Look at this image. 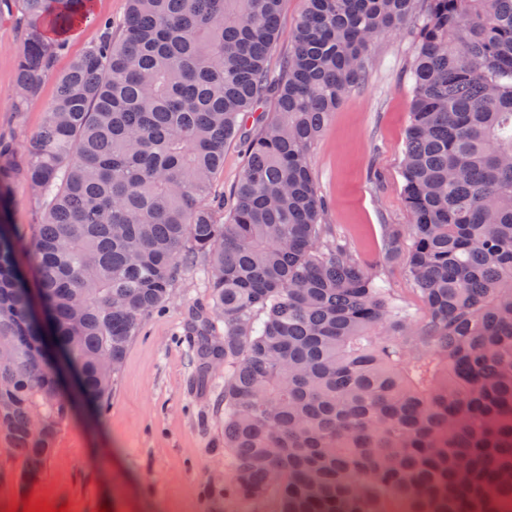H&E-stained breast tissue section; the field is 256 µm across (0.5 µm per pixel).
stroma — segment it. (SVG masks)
I'll list each match as a JSON object with an SVG mask.
<instances>
[{"label": "stroma", "instance_id": "1", "mask_svg": "<svg viewBox=\"0 0 512 512\" xmlns=\"http://www.w3.org/2000/svg\"><path fill=\"white\" fill-rule=\"evenodd\" d=\"M126 0H94L93 16L66 38L52 72L26 111L14 109V73L22 42L11 24H0V141L18 158L45 122L58 79L94 45L100 19L122 20ZM417 43L415 24L379 36L367 77L332 112L312 149V166L326 202L325 221L382 276L413 313L422 304L401 264L382 262L384 227L408 224L400 175L411 103L409 68ZM224 148V167L214 189L230 192L246 165L244 136ZM41 208L23 178L11 188L9 220L31 236ZM196 257L178 276L165 309L148 318L131 344L107 409L86 400L75 382L69 420L59 431L42 479L30 492H0V512L43 501L67 512H274V503L253 507L225 498L232 471L224 451V419L217 404L224 371L214 369L206 385L197 382V364L188 324L209 298V284Z\"/></svg>", "mask_w": 512, "mask_h": 512}]
</instances>
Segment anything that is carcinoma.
Returning <instances> with one entry per match:
<instances>
[{"label": "carcinoma", "mask_w": 512, "mask_h": 512, "mask_svg": "<svg viewBox=\"0 0 512 512\" xmlns=\"http://www.w3.org/2000/svg\"><path fill=\"white\" fill-rule=\"evenodd\" d=\"M93 0H0L22 50L16 111ZM282 0H128L77 58L24 164L0 144V440L41 480L69 401L107 405L127 349L207 257L198 380L224 366L229 498L279 512H504L512 505V0H306L280 74ZM419 19L401 168L412 223L385 225L422 303L324 223L311 148L374 41ZM229 200L224 147L266 99ZM23 175L43 210L32 315L5 221ZM224 322L213 335L211 316ZM54 337L41 350L42 337ZM52 422L34 427L37 413Z\"/></svg>", "instance_id": "obj_1"}]
</instances>
